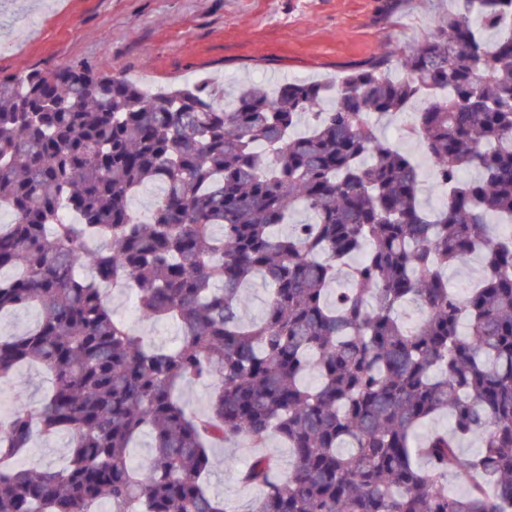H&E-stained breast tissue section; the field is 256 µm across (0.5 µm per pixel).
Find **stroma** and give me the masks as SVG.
<instances>
[{
  "mask_svg": "<svg viewBox=\"0 0 512 512\" xmlns=\"http://www.w3.org/2000/svg\"><path fill=\"white\" fill-rule=\"evenodd\" d=\"M452 0H0V75L85 63L168 85L341 79L388 45L410 49ZM50 378L24 367L0 384L37 407ZM255 450H215L211 495L247 508L258 490L239 473Z\"/></svg>",
  "mask_w": 512,
  "mask_h": 512,
  "instance_id": "stroma-1",
  "label": "stroma"
}]
</instances>
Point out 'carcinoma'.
Here are the masks:
<instances>
[{"mask_svg":"<svg viewBox=\"0 0 512 512\" xmlns=\"http://www.w3.org/2000/svg\"><path fill=\"white\" fill-rule=\"evenodd\" d=\"M457 2L408 51L336 82L245 85L223 109L85 64L0 77V316L37 311L0 336V376L51 379L0 431V512H239L206 487L214 449L270 438L292 467L255 455L247 512H512V235H487L512 218V0ZM404 112L447 188L433 211L374 121ZM149 185L161 198L140 220ZM475 249L485 273L460 295L445 271ZM257 277L269 297L245 321ZM104 282L174 343L146 342ZM205 382L192 413L178 390ZM443 414L451 430L417 441ZM36 430L68 435L61 468L23 463ZM36 317L37 312L27 308L6 314L2 319L3 331L6 334L23 332L33 324Z\"/></svg>","mask_w":512,"mask_h":512,"instance_id":"cac0c4a2","label":"carcinoma"}]
</instances>
